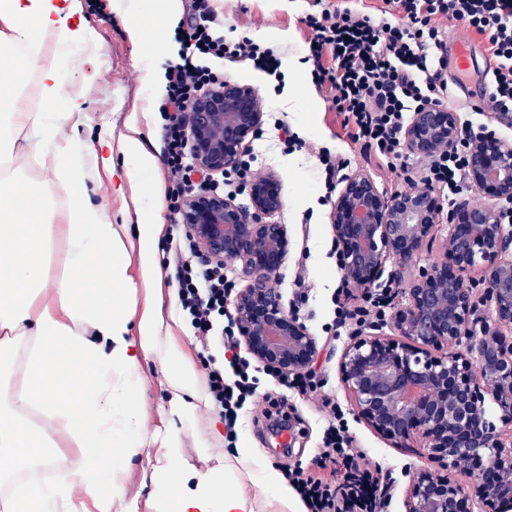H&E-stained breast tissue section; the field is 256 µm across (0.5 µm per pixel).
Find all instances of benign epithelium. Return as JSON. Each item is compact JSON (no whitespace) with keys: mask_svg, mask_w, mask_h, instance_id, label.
Returning a JSON list of instances; mask_svg holds the SVG:
<instances>
[{"mask_svg":"<svg viewBox=\"0 0 512 512\" xmlns=\"http://www.w3.org/2000/svg\"><path fill=\"white\" fill-rule=\"evenodd\" d=\"M263 121L251 86L222 81L202 90L187 113L195 169L213 176L236 167ZM459 131L457 113L429 104L414 113L404 141L411 153L429 157L456 142ZM467 174L474 190L512 201V141L492 130L473 139ZM283 204L282 183L269 174L250 186L246 206L204 186L189 191L180 221L202 260L240 262L245 285L232 308L252 359L303 373L319 355L317 338L270 286L292 247L288 225L275 220ZM441 215L440 198L429 189L387 196L365 174L347 176L330 212L344 282L371 290L389 261L421 252ZM445 254L409 283L408 304L394 315L395 335L350 337L339 379L360 420L396 442L418 437L432 458L469 478L462 484L419 474L404 512H471L474 494L486 512H512V344L502 339L512 333V225L502 223L497 208L461 199L448 211ZM471 270L486 284L493 324L481 336L471 328ZM488 397L502 410L505 428L488 419Z\"/></svg>","mask_w":512,"mask_h":512,"instance_id":"7a95c632","label":"benign epithelium"}]
</instances>
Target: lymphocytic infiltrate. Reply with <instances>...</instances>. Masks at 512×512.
<instances>
[{
    "label": "lymphocytic infiltrate",
    "mask_w": 512,
    "mask_h": 512,
    "mask_svg": "<svg viewBox=\"0 0 512 512\" xmlns=\"http://www.w3.org/2000/svg\"><path fill=\"white\" fill-rule=\"evenodd\" d=\"M369 9L343 5L308 14L307 59L319 93L341 118L347 140L360 146L367 158L403 177L409 188L425 186L456 200L468 190L465 148L474 133L465 123L456 143L441 144L421 171H414L404 150L403 132L411 113L430 103L447 105L451 95L446 69L448 43L440 20H448L463 34L485 40L494 61L491 107L512 114V0H383ZM186 21L176 34L177 58L166 70L169 108L162 155L168 172L166 198L171 215H178L193 174L189 153L187 112L204 88L216 83L211 62L228 67L251 63L270 76H279L276 52L252 39H230L216 32L214 0H185ZM179 315L201 348L220 343L232 351L229 364L209 361L210 399L224 420L228 444L237 440L236 426L243 413L267 419L271 410L257 396L258 380L249 361L236 356L239 340L224 318L235 291L230 269L193 259L182 243H175ZM328 417L320 466L329 479H315L302 470L285 472V479L305 500L309 512H383L379 479L344 434V419L331 400H324Z\"/></svg>",
    "instance_id": "1"
}]
</instances>
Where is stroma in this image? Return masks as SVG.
<instances>
[{"label":"stroma","mask_w":512,"mask_h":512,"mask_svg":"<svg viewBox=\"0 0 512 512\" xmlns=\"http://www.w3.org/2000/svg\"><path fill=\"white\" fill-rule=\"evenodd\" d=\"M81 18L90 30V46H75L63 60V82L66 91L82 94L87 112L82 126H74L66 117L58 119V135L70 140L82 152L86 177L81 185L84 195L96 204L106 206L116 224H136L139 208H151L156 199L166 194V169L138 176L137 189H120V175L127 165L116 160V175H109L96 158L97 138L102 128L122 130L127 116L153 106L151 122L142 124V138L152 152H160L164 119V99L147 103L143 94V67L146 45L133 43L126 31L129 19L138 20L146 36H153L158 24L153 18V0H125L128 14L118 13L113 0H81ZM340 0H219V17L224 33L230 38L253 37L260 30L280 32L272 40L281 59L306 56L309 36L302 19L315 5L334 7ZM224 80L250 85L262 102L264 121L251 139L249 151L255 157L260 175L276 173L283 184L284 206L278 216L286 224L292 239L288 262L278 276V290L288 310L297 311L310 332L316 336L320 356L315 363L324 386L319 394L299 395L286 390L267 377H260L258 393L275 401L288 416L291 439L281 445L267 422H255L251 415L240 419L238 439L257 460L282 470L302 466L316 471L322 451L325 421L320 410L321 397H329L342 408L353 445L362 450L370 467L381 468L389 488L384 512H403V501L410 480L419 471L440 472L441 467L423 448L419 439L411 438L395 444L358 421L350 395L341 386L337 364L352 333L351 328L334 332V309L337 298L359 305L361 289H351L341 296L343 278L338 265L339 252L330 227V203L325 194L320 163L315 151L324 147L350 161L349 172H362L371 177L380 191L392 194L401 190L396 176L369 161L359 146L342 137L341 119L331 112L313 82H306L307 110H289L274 95L280 87L263 72L242 66L224 72ZM288 124L307 143L306 148L284 153L278 142L277 124ZM448 236L447 224H438L433 238L412 260L388 263L380 279L381 288L391 290L394 307L408 301L406 288L421 268L441 260Z\"/></svg>","instance_id":"stroma-1"}]
</instances>
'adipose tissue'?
<instances>
[{
	"label": "adipose tissue",
	"mask_w": 512,
	"mask_h": 512,
	"mask_svg": "<svg viewBox=\"0 0 512 512\" xmlns=\"http://www.w3.org/2000/svg\"><path fill=\"white\" fill-rule=\"evenodd\" d=\"M80 9V0H0V62L12 66L0 82V373L8 378L0 387V458L9 462L0 469V512H56L60 502L70 512H131L118 475L141 459L156 512H262L258 495L225 491L230 480L271 491L278 512H288L287 485L275 469L256 468L248 448L236 446L204 471L185 460L187 443L205 457L220 437L196 429L197 412L209 402L205 380L156 304L137 306L129 229L80 194L82 155L58 142L46 112L62 104L68 119L84 115L80 93L64 90L59 55L89 39L75 20ZM46 38L57 54L45 53ZM19 43L40 62L37 110L22 97L26 67L13 50ZM125 127L120 139L100 137L99 163L112 168L118 152L133 174L155 172L159 159L140 137L138 116ZM33 165L49 180L28 179ZM136 230L142 277L160 282L156 214H140ZM62 236L69 252L59 262ZM146 364L158 368L167 396L163 427L151 434L137 401ZM60 442L76 448L82 464L63 466L52 452ZM29 468L56 477L19 480Z\"/></svg>",
	"instance_id": "ef3b65f1"
}]
</instances>
